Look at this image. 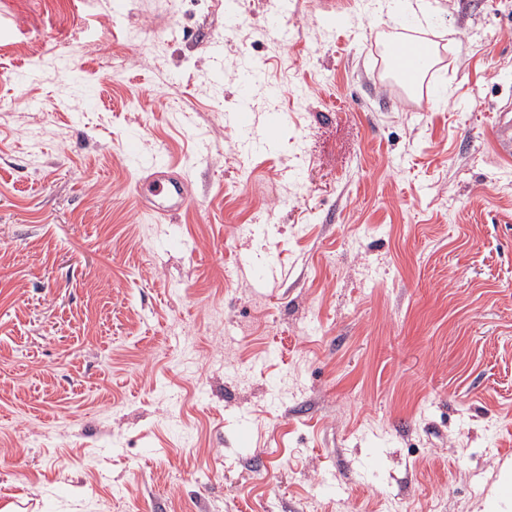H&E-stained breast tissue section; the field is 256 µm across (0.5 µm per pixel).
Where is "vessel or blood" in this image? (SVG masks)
Listing matches in <instances>:
<instances>
[{
  "label": "vessel or blood",
  "mask_w": 512,
  "mask_h": 512,
  "mask_svg": "<svg viewBox=\"0 0 512 512\" xmlns=\"http://www.w3.org/2000/svg\"><path fill=\"white\" fill-rule=\"evenodd\" d=\"M426 60V48L415 41H407L391 46L385 56V71L398 75L402 82H419ZM494 136L498 153L504 157L512 156V104H504L498 111L494 122ZM125 158L133 167L145 172L146 177L139 185L140 191L164 200L168 213L182 209L186 201L183 181L172 171V166L163 154L151 157L143 156L136 139H128Z\"/></svg>",
  "instance_id": "obj_1"
}]
</instances>
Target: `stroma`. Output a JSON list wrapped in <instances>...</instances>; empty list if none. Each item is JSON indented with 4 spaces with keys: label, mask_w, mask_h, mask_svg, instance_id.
<instances>
[{
    "label": "stroma",
    "mask_w": 512,
    "mask_h": 512,
    "mask_svg": "<svg viewBox=\"0 0 512 512\" xmlns=\"http://www.w3.org/2000/svg\"><path fill=\"white\" fill-rule=\"evenodd\" d=\"M325 2L0 0V512H483L512 460V0H340L344 29ZM408 37L414 93L377 77ZM131 133L179 213L137 196ZM512 104L507 102L496 114L494 136L498 153L503 157L512 156ZM125 158L133 167L148 173L139 184L141 194L145 191L164 200L165 214H173L182 209L186 201V191L183 181L171 172L172 166L166 161L163 153L152 157L143 156L138 149L134 137L128 139Z\"/></svg>",
    "instance_id": "stroma-1"
}]
</instances>
